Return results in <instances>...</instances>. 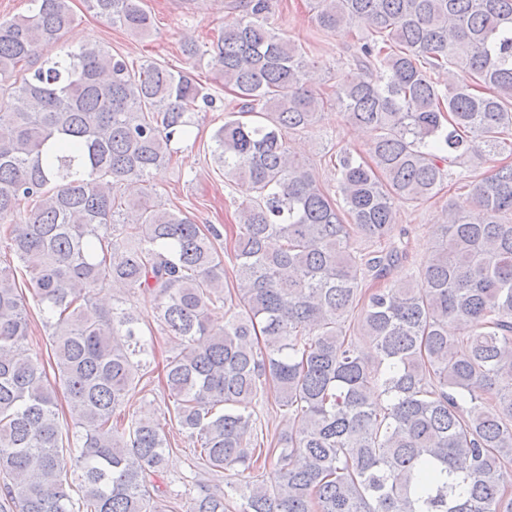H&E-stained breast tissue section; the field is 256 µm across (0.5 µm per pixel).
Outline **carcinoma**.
Listing matches in <instances>:
<instances>
[{
    "mask_svg": "<svg viewBox=\"0 0 512 512\" xmlns=\"http://www.w3.org/2000/svg\"><path fill=\"white\" fill-rule=\"evenodd\" d=\"M32 2L0 18V235L52 329L51 360L23 355L26 298L0 267V512L167 508L169 432L131 394L154 341L127 309L93 301L108 288L155 305L177 350L169 408L196 466L264 470L222 495L199 486L184 512H512L498 480L512 464V163L476 185L474 218L448 200L418 280L374 285L406 259L408 244L388 241L398 204L435 197L452 153L512 149V0H315L320 30L367 31L363 75L336 95L371 132V160L337 155L338 204L288 147L324 105L316 66L270 28L268 0H244L205 50L238 101L211 137L245 193L227 242L147 189L120 192L172 163V142L214 103L206 87L96 43L69 51L70 0ZM87 4L151 33L143 0ZM217 303L237 309L219 329ZM270 391L288 430L264 441L256 405Z\"/></svg>",
    "mask_w": 512,
    "mask_h": 512,
    "instance_id": "cac0c4a2",
    "label": "carcinoma"
}]
</instances>
